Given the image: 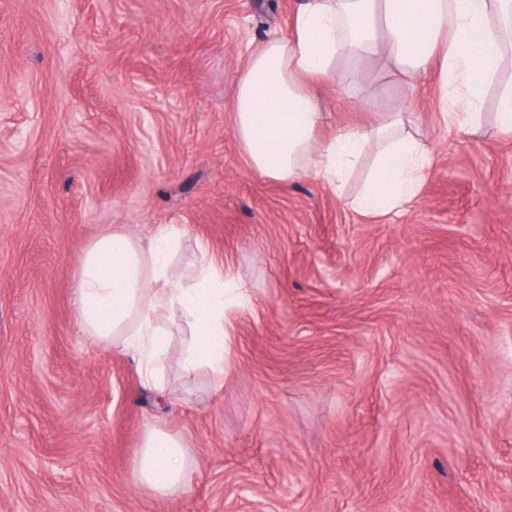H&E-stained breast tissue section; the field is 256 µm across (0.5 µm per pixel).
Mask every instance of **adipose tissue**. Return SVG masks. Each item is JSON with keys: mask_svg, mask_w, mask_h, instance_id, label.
Wrapping results in <instances>:
<instances>
[{"mask_svg": "<svg viewBox=\"0 0 512 512\" xmlns=\"http://www.w3.org/2000/svg\"><path fill=\"white\" fill-rule=\"evenodd\" d=\"M511 51L512 0H306L291 33L266 40L243 64L231 106L234 132L252 168L266 178L285 183L311 176L337 190L364 145L381 143L355 207L387 215L416 198L433 151L409 132L400 112L317 143L319 90L335 82L337 60L372 58L407 83L437 70L448 120L461 127L478 125L485 93L498 85L494 128L512 131V83L498 82ZM182 235L179 225L164 224L144 243L115 228L94 240L73 275L76 323L85 335L136 355L142 377L154 385L171 349L163 316L179 311L190 326L182 370H207L219 390L230 317L250 296L232 269L207 254L190 278L175 276L170 259ZM187 454L179 437L149 427L133 473L158 495H183Z\"/></svg>", "mask_w": 512, "mask_h": 512, "instance_id": "obj_1", "label": "adipose tissue"}]
</instances>
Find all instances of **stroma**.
Wrapping results in <instances>:
<instances>
[{
    "mask_svg": "<svg viewBox=\"0 0 512 512\" xmlns=\"http://www.w3.org/2000/svg\"><path fill=\"white\" fill-rule=\"evenodd\" d=\"M304 0H0V512H512V133L449 131L437 79L346 98L316 132L400 107L434 148L411 208L378 218L322 181L253 170L230 107ZM186 237L251 295L222 392L83 336L72 276L112 226ZM190 452L162 497L132 462L149 424Z\"/></svg>",
    "mask_w": 512,
    "mask_h": 512,
    "instance_id": "1",
    "label": "stroma"
}]
</instances>
